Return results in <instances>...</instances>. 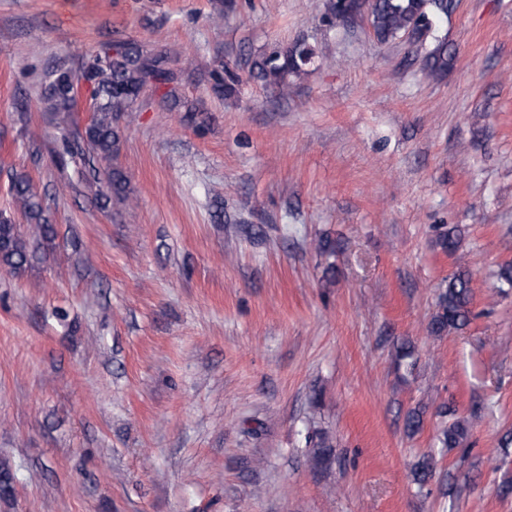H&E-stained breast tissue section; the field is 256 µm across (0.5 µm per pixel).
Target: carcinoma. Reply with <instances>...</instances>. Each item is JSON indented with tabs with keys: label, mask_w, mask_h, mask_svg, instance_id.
<instances>
[{
	"label": "carcinoma",
	"mask_w": 512,
	"mask_h": 512,
	"mask_svg": "<svg viewBox=\"0 0 512 512\" xmlns=\"http://www.w3.org/2000/svg\"><path fill=\"white\" fill-rule=\"evenodd\" d=\"M448 0H375L367 19L374 36L381 42L411 34L426 38L435 21L448 15ZM352 4L345 0H329L325 19L328 23L347 25L355 20ZM313 52L299 42L291 48L274 50L252 62L251 74L265 86H273L285 95L289 77L299 75L312 59ZM427 67L442 70L447 65L444 43H439L426 57ZM87 69L75 71L60 60L45 72L42 103L47 112L62 117L68 131L60 140L56 160L62 167L82 166L95 175L108 174L106 200L124 204L130 200L128 179L116 164L120 154L121 121L137 111L136 94L143 88L164 90V97L177 101L180 74L158 54L145 51L134 43L109 60L98 55L86 59ZM88 77L92 84L91 117L80 125L75 112L72 88L74 82ZM215 89L228 96L235 91L239 77L227 66L214 72ZM8 193L15 210L27 223L23 228L7 212L0 213V272L14 276L25 273L37 260L41 248L52 244L55 229L45 199L35 189L31 177L15 172L10 176ZM470 278L458 273L448 278L445 292L438 301V311L430 324V332L440 335L449 329H461L469 322ZM452 421L443 430L441 443L450 448L461 445L469 433L468 423L454 417V410L443 411Z\"/></svg>",
	"instance_id": "1"
}]
</instances>
